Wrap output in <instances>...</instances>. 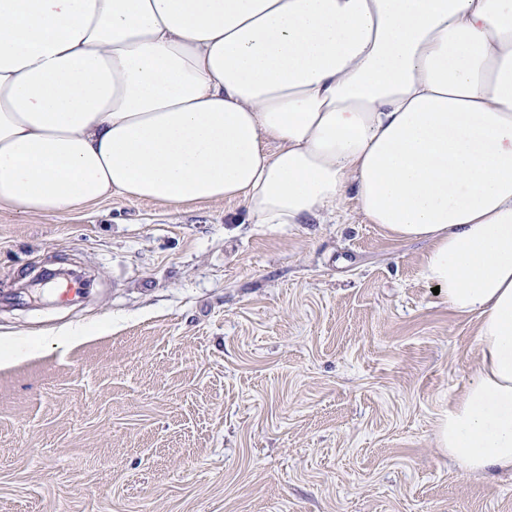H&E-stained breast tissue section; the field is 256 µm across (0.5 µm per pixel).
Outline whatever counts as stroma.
I'll return each mask as SVG.
<instances>
[{
    "mask_svg": "<svg viewBox=\"0 0 512 512\" xmlns=\"http://www.w3.org/2000/svg\"><path fill=\"white\" fill-rule=\"evenodd\" d=\"M427 249L351 200L304 224L1 208L0 340L41 347L0 362V512H512L511 473L438 446L478 322L433 294ZM46 268L95 286L21 289Z\"/></svg>",
    "mask_w": 512,
    "mask_h": 512,
    "instance_id": "1",
    "label": "stroma"
}]
</instances>
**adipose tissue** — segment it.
Masks as SVG:
<instances>
[{"label":"adipose tissue","instance_id":"adipose-tissue-1","mask_svg":"<svg viewBox=\"0 0 512 512\" xmlns=\"http://www.w3.org/2000/svg\"><path fill=\"white\" fill-rule=\"evenodd\" d=\"M354 199L479 325L438 441L512 473V0H0V208Z\"/></svg>","mask_w":512,"mask_h":512}]
</instances>
